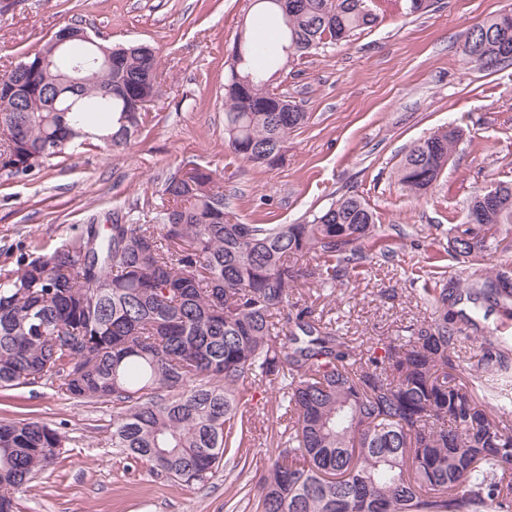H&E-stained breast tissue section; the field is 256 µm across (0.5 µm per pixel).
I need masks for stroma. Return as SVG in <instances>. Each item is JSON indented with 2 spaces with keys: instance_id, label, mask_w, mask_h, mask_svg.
Instances as JSON below:
<instances>
[{
  "instance_id": "stroma-1",
  "label": "stroma",
  "mask_w": 512,
  "mask_h": 512,
  "mask_svg": "<svg viewBox=\"0 0 512 512\" xmlns=\"http://www.w3.org/2000/svg\"><path fill=\"white\" fill-rule=\"evenodd\" d=\"M512 0H383L375 27L295 61L280 92L308 122L288 135L285 158L257 167L224 139V61L250 0H0V76L38 50L59 28L79 24L108 43H147L158 57L160 94L150 122L125 148L85 150L33 180L0 173V275L20 254L38 255L89 221L154 202L164 179L191 159L218 177L230 217L242 224H293L346 193L376 215V244H365L358 275L321 292L317 311L361 350L430 318L434 291L503 265L512 269V233L493 258L478 263L448 250L450 230L465 221L468 201L497 181H512V64L482 69L464 54L467 31L511 7ZM453 127L460 138L436 185L417 197L398 182L408 149ZM457 374L494 419L512 425V394L494 396L491 373L473 370L484 337L512 356L506 314L462 300ZM276 390L256 387L245 414L255 425L246 464L224 460L202 483L153 472L112 445V405L73 400L49 382L0 389V419L34 417L68 442L59 457L17 495V512H254L227 502L251 489L269 463Z\"/></svg>"
}]
</instances>
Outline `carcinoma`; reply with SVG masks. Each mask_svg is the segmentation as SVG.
<instances>
[{
  "label": "carcinoma",
  "mask_w": 512,
  "mask_h": 512,
  "mask_svg": "<svg viewBox=\"0 0 512 512\" xmlns=\"http://www.w3.org/2000/svg\"><path fill=\"white\" fill-rule=\"evenodd\" d=\"M225 61L224 131L256 166L283 161L308 116L278 92L294 61L378 22L374 0H251ZM0 78V171L25 180L86 147L112 151L144 127L159 94L147 45L109 46L68 25ZM490 69L512 62V15L466 34ZM110 56L76 91L60 90L78 60ZM55 58L51 67L43 64ZM458 131L420 140L397 177L422 195L448 163ZM494 205L471 198L477 223L449 247L494 254L512 224V181ZM151 213L112 215L0 278V388L57 383L72 399L112 402V447L187 484L251 440L239 414L255 385L278 393L275 457L253 494L257 512H512V428L455 382L460 336L448 289L434 316L365 353L296 297L336 287L363 259L376 217L348 194L297 224H233L212 173L188 159ZM512 298V273L470 284ZM483 369L508 371L483 343ZM67 438L35 418L0 420V512L51 465Z\"/></svg>",
  "instance_id": "obj_1"
}]
</instances>
